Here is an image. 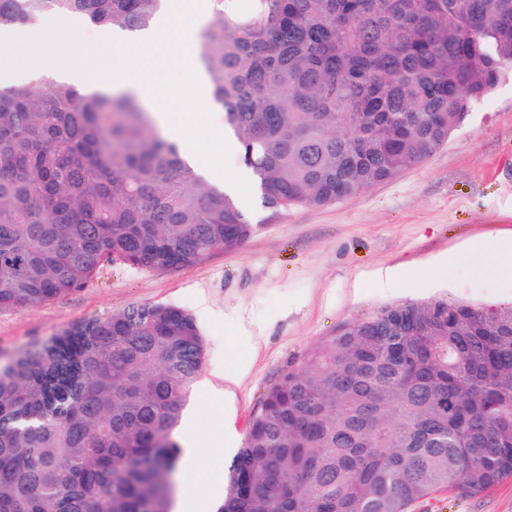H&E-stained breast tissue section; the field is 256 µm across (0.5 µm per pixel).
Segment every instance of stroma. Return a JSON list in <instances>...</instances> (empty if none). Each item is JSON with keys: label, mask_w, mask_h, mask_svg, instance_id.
I'll return each instance as SVG.
<instances>
[{"label": "stroma", "mask_w": 512, "mask_h": 512, "mask_svg": "<svg viewBox=\"0 0 512 512\" xmlns=\"http://www.w3.org/2000/svg\"><path fill=\"white\" fill-rule=\"evenodd\" d=\"M247 211L254 233L194 265L142 269L111 260L63 297L0 309V365L133 304L175 305L194 316L205 357L178 430L185 452L170 512H216L222 475L264 392L341 323L438 299L512 309V278L470 260L431 276L437 258L512 235V80L418 167L324 207L272 219L256 195ZM386 267L400 268L403 282L375 288ZM409 512H512V483L472 498L441 489Z\"/></svg>", "instance_id": "1"}]
</instances>
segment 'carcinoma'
<instances>
[{"instance_id":"obj_1","label":"carcinoma","mask_w":512,"mask_h":512,"mask_svg":"<svg viewBox=\"0 0 512 512\" xmlns=\"http://www.w3.org/2000/svg\"><path fill=\"white\" fill-rule=\"evenodd\" d=\"M164 0H0L142 30ZM198 34L211 100L276 217L432 157L512 75V0H256ZM254 225L131 93L0 89V307L42 304L117 257L185 267ZM195 318L132 306L0 367V512H168L203 366ZM512 482V310L384 306L268 389L218 512H408Z\"/></svg>"}]
</instances>
